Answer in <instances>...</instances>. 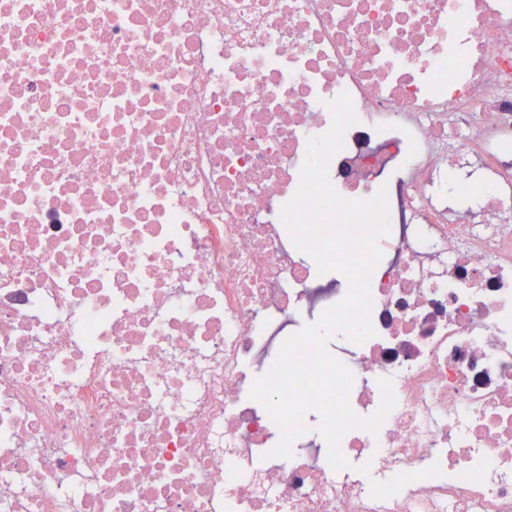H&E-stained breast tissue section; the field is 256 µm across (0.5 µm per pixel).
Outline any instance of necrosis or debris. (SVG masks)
<instances>
[{"instance_id": "1", "label": "necrosis or debris", "mask_w": 512, "mask_h": 512, "mask_svg": "<svg viewBox=\"0 0 512 512\" xmlns=\"http://www.w3.org/2000/svg\"><path fill=\"white\" fill-rule=\"evenodd\" d=\"M344 93L337 470L249 393L344 296L281 219ZM0 512H512V0H0Z\"/></svg>"}]
</instances>
